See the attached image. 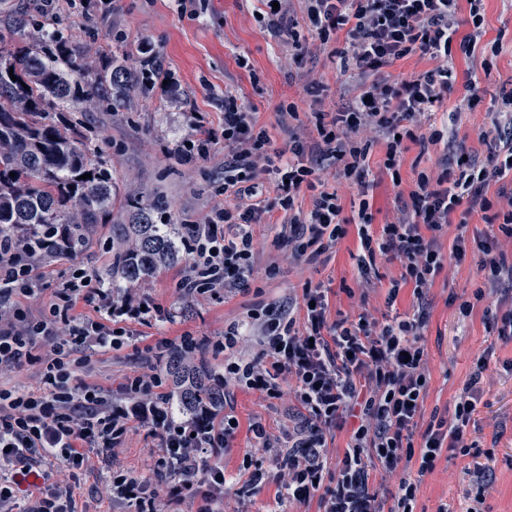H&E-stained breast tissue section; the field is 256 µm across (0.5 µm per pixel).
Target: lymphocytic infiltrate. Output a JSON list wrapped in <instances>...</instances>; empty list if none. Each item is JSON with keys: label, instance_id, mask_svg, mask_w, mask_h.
Listing matches in <instances>:
<instances>
[{"label": "lymphocytic infiltrate", "instance_id": "lymphocytic-infiltrate-1", "mask_svg": "<svg viewBox=\"0 0 512 512\" xmlns=\"http://www.w3.org/2000/svg\"><path fill=\"white\" fill-rule=\"evenodd\" d=\"M472 31H459V0H305L309 31L321 48L340 60V71L356 89L351 104L339 112L315 115L314 143L291 136L287 149H277L254 113L224 98L226 194L253 197L246 207H217L203 223L186 227L183 238L191 257L180 280L189 295L228 294L247 287L255 250L251 227L265 212L257 205L263 183L257 168L274 175L275 204L287 212L279 236L295 259L315 263L332 253L356 227L359 238L357 272L361 281L384 280L379 261L399 262V278L388 281L387 304L400 289L412 285L418 307L413 315L376 318L367 293L346 288L352 314L329 317L330 290L305 283L303 319L291 308L260 304L246 321L228 325L224 348L225 387L258 392L267 399L291 397L298 411L291 420L288 448L270 477L262 462L245 454L247 486L258 491L276 481L279 504L318 500L321 512H414L424 478L433 473L443 453L473 456L466 473L471 482L491 486L493 450H480L465 440L475 404L459 399L452 418L426 415L428 367L422 329L427 318L426 296L448 266L472 262L485 284L476 291L512 284V258L502 248L512 242V195L503 210H494L487 196L490 184L512 174V120L493 121L478 139L489 148L485 161L456 158L454 167L437 177L419 174L394 221L372 227L369 201H361L356 224L343 218L341 188L362 184L375 137L386 143L384 167L398 172L405 141L430 116L454 82L452 48L471 55L483 30L482 0H468ZM412 55L432 61L431 69L400 84L388 83L383 70ZM331 160L339 168L340 187L328 186L319 166ZM312 192L308 208L296 199L301 189ZM478 212L486 232L468 233L460 222L449 235L458 210ZM25 241L0 240V372L38 361L39 391L0 385V512H75L70 487L50 481L42 469L48 458L78 474L88 463V449L114 452L131 423L147 426L160 443L151 474L137 477L111 463L106 476L114 504L123 512H161L184 496L198 501V512H215L224 500V469L208 464L211 455L229 450L239 422L225 414L221 424L199 414L176 420L165 376L126 375L117 394L93 384L74 386L83 365L80 351L120 347L133 336L132 324L151 325L164 316L162 307L145 301L136 289L116 292L93 286L84 269L55 290L48 310L36 313L21 304L34 295L39 278ZM94 314L74 316L78 302ZM259 348L244 360L235 351L244 339ZM44 356H35L37 346ZM350 428L346 448L333 452L327 443L332 430ZM336 463L334 485H325L328 461ZM390 476L395 490L383 497L377 477ZM39 480L35 497L19 503L18 490L29 479Z\"/></svg>", "mask_w": 512, "mask_h": 512}]
</instances>
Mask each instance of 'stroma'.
Returning a JSON list of instances; mask_svg holds the SVG:
<instances>
[{
    "instance_id": "1",
    "label": "stroma",
    "mask_w": 512,
    "mask_h": 512,
    "mask_svg": "<svg viewBox=\"0 0 512 512\" xmlns=\"http://www.w3.org/2000/svg\"><path fill=\"white\" fill-rule=\"evenodd\" d=\"M483 17L485 34L473 55L467 58L460 51L452 53L457 72L475 76L479 87L473 110L460 117L453 150H446L441 143L425 150L410 145L399 171L402 184L397 187L383 167L385 143L374 145L367 179L376 223L394 217L399 190L409 189L419 173H440L452 163L454 150L486 157L487 148L478 142L477 128L491 121L501 108L503 90L512 88V0H484ZM53 19L80 41L94 42L104 51L120 50L134 68L139 65V45L150 41L161 73H173L177 91L167 93L157 84L147 91H132L124 108L76 113L77 121L97 132L119 191L111 223L98 225L86 249L42 266L45 289L33 304L37 310L48 308L55 289L77 268L87 271L93 286L110 287L106 271L112 263L113 227L127 221L126 200L163 198L170 224L199 223L216 205L249 204V197L224 193L223 143L212 144L205 157L189 164L174 154L178 141L196 137L197 126L221 131L225 95L234 96L239 105L255 113L279 148L287 143L289 130L296 128L302 135H310L315 113L336 111L351 98L338 58L319 50L313 41L307 53L294 57L287 43L268 30L259 0H204L195 16L180 13L175 0H57ZM496 41L501 44L497 50L492 47ZM291 104L298 111L294 120L281 112ZM287 221L284 212L276 210L253 225L254 275L246 290L225 297L183 295L178 283L190 264L186 258L158 273L140 293L170 310L172 319L137 326L135 343L107 352H86L87 362L77 373L78 382L114 391L126 374L161 372L162 366L148 353V346L185 333L196 338L197 355L205 357L216 373H223L224 352L216 343L223 339L225 327L242 320L257 304L299 297L308 281L333 288L331 310L348 311L350 301L339 287L354 285L357 279L351 257L358 245L356 235L341 241L326 262L309 266L289 257L276 240L279 225ZM272 266L278 273L271 278L267 270ZM482 285L474 265L467 262L444 270L430 290L423 333L431 383L424 408L429 413L453 408L478 357L488 355L467 437L479 448L494 449L496 480L491 487L477 489L464 473L472 465V457L440 459L421 486L414 512H438L443 505L451 512H465L469 496L477 494L482 497L481 512H512V374L503 369L504 361L512 360V343L499 339L486 316L487 311L497 310L512 298V291L504 289L487 296L474 302L470 315L461 314L460 303L474 301L473 293ZM225 407L239 421L232 447L220 459L226 476L225 512H275L276 484L259 492L247 490L241 465L245 451L252 446L249 424L258 417L272 440L271 451L259 453L258 458L268 470H275L277 452L288 446V406L233 388ZM156 451L157 442L147 427L134 423L118 449L117 460L132 474L142 475ZM107 467L102 454L93 450L78 478H70L68 471L54 462L45 469L51 480L71 485L77 512H118L107 492Z\"/></svg>"
}]
</instances>
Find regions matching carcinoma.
Listing matches in <instances>:
<instances>
[{"instance_id":"obj_1","label":"carcinoma","mask_w":512,"mask_h":512,"mask_svg":"<svg viewBox=\"0 0 512 512\" xmlns=\"http://www.w3.org/2000/svg\"><path fill=\"white\" fill-rule=\"evenodd\" d=\"M16 80H11V77ZM149 85L116 52L76 42L47 23H29L21 5L0 12V238L27 237L39 260L74 255L99 224L112 221L117 185L99 140L71 127L67 112L112 110ZM15 176H10V173ZM90 174L87 179L84 174ZM128 223L112 243L109 276L133 285L182 260L179 233L155 219L156 206L126 202ZM166 371L191 378L180 410L224 406V382L182 349Z\"/></svg>"}]
</instances>
